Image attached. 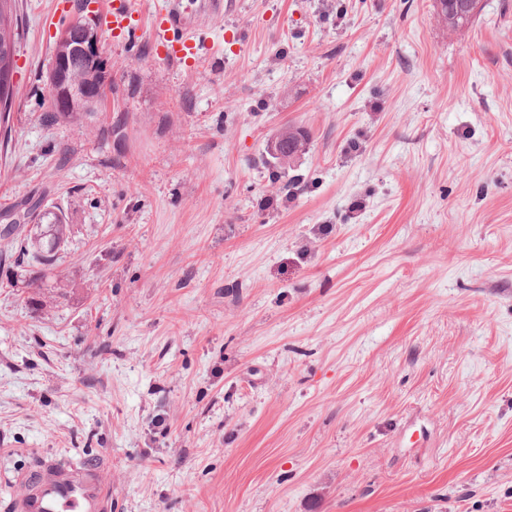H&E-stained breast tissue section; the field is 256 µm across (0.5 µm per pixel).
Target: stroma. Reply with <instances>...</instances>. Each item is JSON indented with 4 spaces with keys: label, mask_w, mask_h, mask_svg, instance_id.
Segmentation results:
<instances>
[{
    "label": "stroma",
    "mask_w": 512,
    "mask_h": 512,
    "mask_svg": "<svg viewBox=\"0 0 512 512\" xmlns=\"http://www.w3.org/2000/svg\"><path fill=\"white\" fill-rule=\"evenodd\" d=\"M73 4L20 0L0 210L71 235L0 277V512L68 460L104 512H512V0H192L51 123ZM476 0H434V8L439 20L448 32L460 33L471 26L479 12ZM476 8H478L476 10ZM187 9L185 7L183 11ZM183 11L179 4L164 10L155 16L151 26L152 40L163 48L165 56L171 58L184 59L196 51L194 36L182 24ZM279 154H273L280 166L286 167L290 161L301 151L306 145L305 133L294 126H288L281 130Z\"/></svg>",
    "instance_id": "obj_1"
}]
</instances>
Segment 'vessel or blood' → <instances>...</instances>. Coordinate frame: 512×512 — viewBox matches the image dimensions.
<instances>
[{
    "mask_svg": "<svg viewBox=\"0 0 512 512\" xmlns=\"http://www.w3.org/2000/svg\"><path fill=\"white\" fill-rule=\"evenodd\" d=\"M138 10L134 0H120L106 26L110 32L131 29ZM180 8L155 16L151 36L166 56L185 58L196 51L194 36L182 24ZM105 492L96 468L83 463L53 464L31 475L24 492L16 499V512H102Z\"/></svg>",
    "mask_w": 512,
    "mask_h": 512,
    "instance_id": "b4317fda",
    "label": "vessel or blood"
}]
</instances>
